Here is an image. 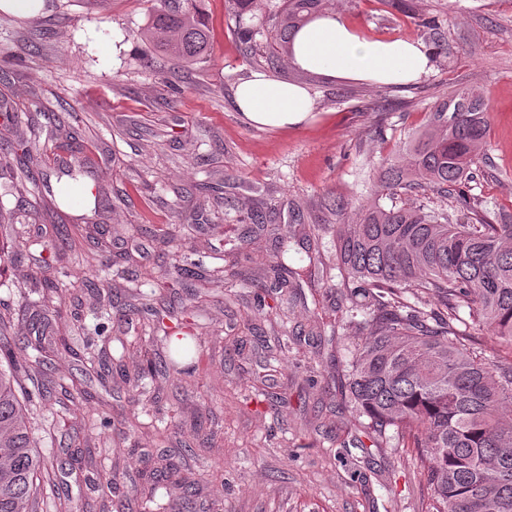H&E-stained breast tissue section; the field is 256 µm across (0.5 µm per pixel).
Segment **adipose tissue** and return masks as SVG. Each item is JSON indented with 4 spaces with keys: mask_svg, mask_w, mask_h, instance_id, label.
<instances>
[{
    "mask_svg": "<svg viewBox=\"0 0 512 512\" xmlns=\"http://www.w3.org/2000/svg\"><path fill=\"white\" fill-rule=\"evenodd\" d=\"M433 58L432 49L421 40L367 35L336 11L311 19L291 40V65L329 81L404 86L426 77ZM232 98L241 113L261 127L298 126L316 110L307 86L268 73L239 79Z\"/></svg>",
    "mask_w": 512,
    "mask_h": 512,
    "instance_id": "adipose-tissue-1",
    "label": "adipose tissue"
}]
</instances>
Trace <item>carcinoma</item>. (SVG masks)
I'll return each mask as SVG.
<instances>
[{
    "instance_id": "cac0c4a2",
    "label": "carcinoma",
    "mask_w": 512,
    "mask_h": 512,
    "mask_svg": "<svg viewBox=\"0 0 512 512\" xmlns=\"http://www.w3.org/2000/svg\"><path fill=\"white\" fill-rule=\"evenodd\" d=\"M332 0H281L267 27V62L288 55L293 33ZM152 49L201 63L210 56V30L202 0H158L140 32ZM488 105L474 89L440 103L428 124L398 156L383 158L378 182L390 199L402 192H458L466 210L478 206L457 187L484 150ZM55 248L72 247L70 229L56 227ZM336 258L351 306L365 312L348 378L355 411L382 435L393 428L408 439L430 489L428 512H512V224H454L448 211L390 207L375 200L336 224ZM274 281L281 288L298 272L279 258ZM36 330L53 335L59 353H74L54 332L48 314ZM166 345L148 357L140 377L178 375L192 354L194 334L176 336L164 318L150 325ZM487 333L489 346L471 347L466 329ZM23 347L0 326V512H34L41 484L51 481L46 460L33 448L13 363ZM78 379L64 387L70 414L95 397ZM171 462L147 473L144 493L179 491L188 501L194 485Z\"/></svg>"
}]
</instances>
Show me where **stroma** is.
Listing matches in <instances>:
<instances>
[{
    "mask_svg": "<svg viewBox=\"0 0 512 512\" xmlns=\"http://www.w3.org/2000/svg\"><path fill=\"white\" fill-rule=\"evenodd\" d=\"M150 0H44L37 14L0 10V143L15 161L30 141L43 162L22 200L0 197V318L27 348L17 355L31 437L56 467L35 512H144L137 490L161 459L179 462L195 482L178 512H428L415 451L394 429L376 436L349 402L347 381L363 312L346 300L336 260L340 195L350 207L375 200L381 158L401 152L435 105L479 85L489 104L485 155L473 193L486 220L512 224V0H335V9L368 34L413 37L434 50L419 83L373 87L326 81L288 61L268 67L242 44L228 0H205L212 35L207 66L147 54L140 38ZM309 85L317 100L303 126L258 128L239 112L231 88L253 71ZM69 113L81 136L62 148L54 115ZM88 171L98 212L68 217L72 249L58 255L51 191L68 169ZM266 213L264 224L250 220ZM104 225L112 240L99 256L100 294L59 300L45 280L68 287L88 249L84 226ZM152 227L145 235L143 227ZM249 229L234 264L230 242ZM287 249L300 270L295 287L255 288L252 278ZM224 266L210 295L179 286L172 261ZM134 289L140 308L171 300L198 326L210 375L224 400L206 403L204 383L131 380L144 351L141 318L111 331V296ZM60 308L75 353L52 358L51 379L82 375L85 389L112 404L110 421L70 419L57 429L65 398L43 399L31 319ZM205 413L196 424L197 413ZM222 446L215 464L213 446Z\"/></svg>",
    "mask_w": 512,
    "mask_h": 512,
    "instance_id": "stroma-1",
    "label": "stroma"
}]
</instances>
